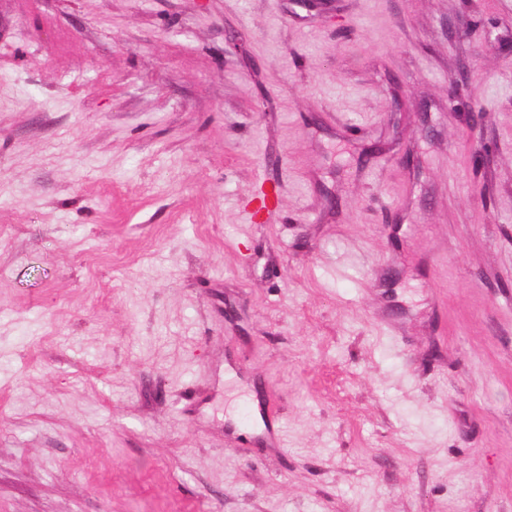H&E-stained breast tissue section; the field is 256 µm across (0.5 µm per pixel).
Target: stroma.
<instances>
[{"label":"stroma","instance_id":"1","mask_svg":"<svg viewBox=\"0 0 512 512\" xmlns=\"http://www.w3.org/2000/svg\"><path fill=\"white\" fill-rule=\"evenodd\" d=\"M0 512H512V0H0Z\"/></svg>","mask_w":512,"mask_h":512}]
</instances>
